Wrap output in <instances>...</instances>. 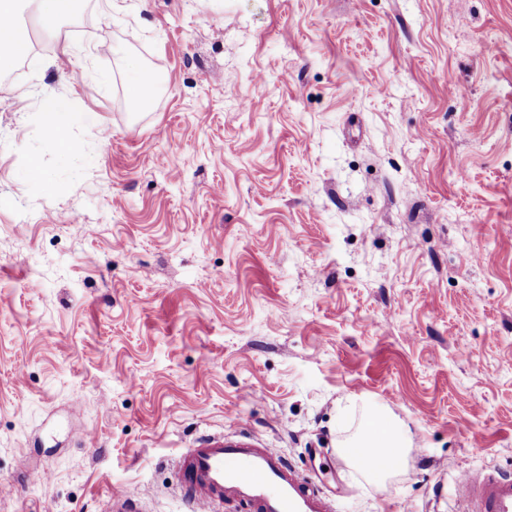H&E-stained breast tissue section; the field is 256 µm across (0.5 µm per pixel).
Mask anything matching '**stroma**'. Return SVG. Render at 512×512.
<instances>
[{
    "instance_id": "35a3bbf8",
    "label": "stroma",
    "mask_w": 512,
    "mask_h": 512,
    "mask_svg": "<svg viewBox=\"0 0 512 512\" xmlns=\"http://www.w3.org/2000/svg\"><path fill=\"white\" fill-rule=\"evenodd\" d=\"M112 3L0 72V512H187L173 467L214 433L338 512L512 470V0ZM348 395L412 431L385 483L338 447ZM130 69L132 71V75L130 76V80L126 86V98L127 101H137L139 106H142V109L145 100V90L148 86V77L146 72L138 68L134 63L130 65ZM42 118L47 135L57 144L61 152L73 155L79 152V145L71 136L73 112L65 96L46 95L42 101ZM104 512H143L138 500L124 489H114L106 500Z\"/></svg>"
}]
</instances>
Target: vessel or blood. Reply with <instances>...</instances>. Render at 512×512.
I'll list each match as a JSON object with an SVG mask.
<instances>
[{
	"label": "vessel or blood",
	"instance_id": "1",
	"mask_svg": "<svg viewBox=\"0 0 512 512\" xmlns=\"http://www.w3.org/2000/svg\"><path fill=\"white\" fill-rule=\"evenodd\" d=\"M377 469L393 467L386 449L350 448ZM176 484L190 512H222L236 502L247 512H335L332 495L288 462L279 449L249 437L207 436L186 449L176 467ZM462 512H512V473L469 471L453 482ZM104 512H143L124 489L113 490Z\"/></svg>",
	"mask_w": 512,
	"mask_h": 512
}]
</instances>
